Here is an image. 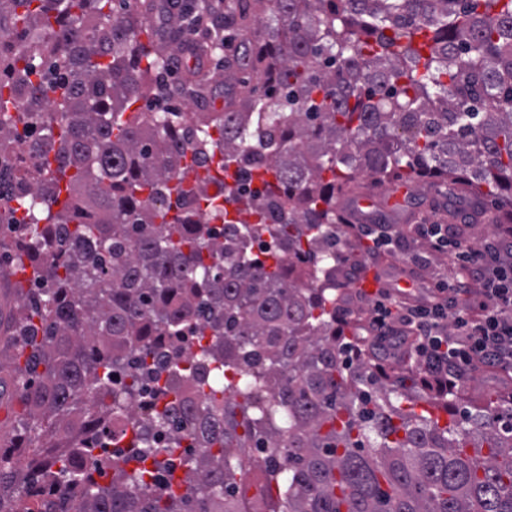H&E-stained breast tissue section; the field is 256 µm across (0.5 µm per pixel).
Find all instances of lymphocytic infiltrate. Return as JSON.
Returning <instances> with one entry per match:
<instances>
[{
    "mask_svg": "<svg viewBox=\"0 0 512 512\" xmlns=\"http://www.w3.org/2000/svg\"><path fill=\"white\" fill-rule=\"evenodd\" d=\"M454 259L465 278L437 281L414 301L379 289L371 320L381 337L410 332L427 376L448 389L479 364L512 370V261L502 260L494 242L456 251ZM470 294L476 305H461L460 296Z\"/></svg>",
    "mask_w": 512,
    "mask_h": 512,
    "instance_id": "obj_1",
    "label": "lymphocytic infiltrate"
}]
</instances>
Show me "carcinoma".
Wrapping results in <instances>:
<instances>
[{
    "label": "carcinoma",
    "mask_w": 512,
    "mask_h": 512,
    "mask_svg": "<svg viewBox=\"0 0 512 512\" xmlns=\"http://www.w3.org/2000/svg\"><path fill=\"white\" fill-rule=\"evenodd\" d=\"M159 8L170 43L259 75L243 110L139 106L167 58L137 0H0L24 45L0 57V254L31 268L0 350L29 453L0 451V512H512V407L376 361L336 287L362 177L512 222V0Z\"/></svg>",
    "instance_id": "obj_1"
}]
</instances>
